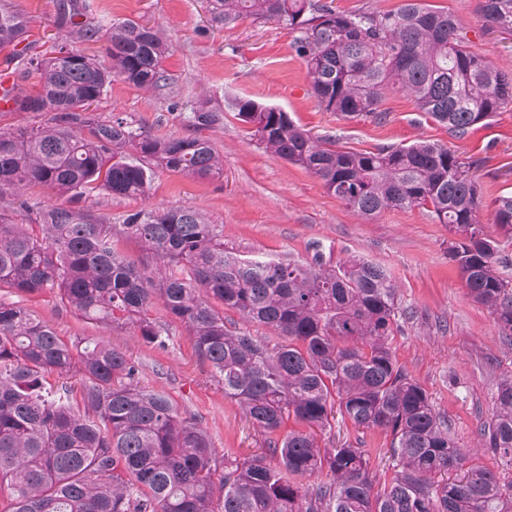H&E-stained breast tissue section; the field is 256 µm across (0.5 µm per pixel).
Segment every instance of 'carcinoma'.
<instances>
[{"mask_svg":"<svg viewBox=\"0 0 512 512\" xmlns=\"http://www.w3.org/2000/svg\"><path fill=\"white\" fill-rule=\"evenodd\" d=\"M206 2L218 25L288 27L319 106L346 120L385 122L383 100L400 92L463 139L512 106V71L468 51L459 18L424 0L354 13L333 0ZM478 11L486 26L512 35V0H479ZM77 14V0H60L57 24ZM79 36L104 42L107 61L65 40L25 56L16 47L27 22L0 3V51L10 49L38 86L18 89L13 111L51 114L45 125L0 131V192L42 186L73 203L35 202L29 224L0 212V288L55 290L86 319L131 325L158 346L165 330L149 311L160 302L187 329L224 397L273 439L266 454L226 453L218 462L207 432L139 386L122 351L92 338L68 343L29 309L0 300V512H512V481L455 445L427 391L398 366L388 345L396 288L381 267L239 258L224 251L223 225L194 207L145 208L112 224L77 206L96 189L145 198L159 171L224 175L203 135L219 121L207 101L185 116L187 136L156 137L123 117L86 114L114 77L148 93L168 86L171 46L162 32L124 20L88 25ZM77 54L80 63L71 60ZM233 107L268 153L318 177L359 215L419 207L448 225L460 237L448 254L470 297L512 335V282L498 272L512 245V196L496 202L498 235L486 234L478 182L457 151L419 141L356 152L311 135L277 107L251 99ZM121 239L141 254L118 251ZM226 309L282 342L229 329ZM337 413L390 437L389 482L374 486L362 444L318 446L315 431ZM291 417L305 430L275 437ZM482 440L512 467V380L501 383ZM323 472L329 481L309 483Z\"/></svg>","mask_w":512,"mask_h":512,"instance_id":"1","label":"carcinoma"}]
</instances>
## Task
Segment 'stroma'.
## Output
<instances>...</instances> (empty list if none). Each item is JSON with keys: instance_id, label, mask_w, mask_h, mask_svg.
<instances>
[{"instance_id": "1", "label": "stroma", "mask_w": 512, "mask_h": 512, "mask_svg": "<svg viewBox=\"0 0 512 512\" xmlns=\"http://www.w3.org/2000/svg\"><path fill=\"white\" fill-rule=\"evenodd\" d=\"M72 25L57 28V0H10L28 21L31 53L49 49L63 38L87 54L103 56L104 45L80 39L77 30L90 22L131 19L161 29L173 48L165 62L168 87L159 93L114 79L93 106L99 120L119 115L153 135H187L182 118L194 102L210 100L221 120L207 135L224 158L218 180L157 172L148 198L86 194L81 205L112 221L146 207L192 206L224 227V248L265 261L313 263L322 257L337 266L362 259L382 267L397 288L399 314L388 343L397 363L423 387L436 411L448 422L458 447L476 453L484 466L506 480V466L481 441L499 385L512 378V335L503 334L490 311L473 301L456 264L448 255L454 239L447 225L419 208L394 209L362 217L329 194L304 169L267 153L249 134L231 106L252 99L288 112L301 129L330 135L340 146L373 151L438 141L457 150L472 165L482 196V221L492 224L495 202L512 194V108L498 112L464 139L419 112L413 101L388 93L382 107L386 122L344 120L321 109L306 79L305 63L286 28L242 20L222 28L212 24L204 0H83ZM456 14L467 32L469 51L504 70L512 69V36L487 30L478 0H428ZM0 299L16 302L74 341L93 338L119 348L138 369V382L164 393L181 417L198 422L217 450L231 449L247 458L265 452L268 437L225 398L223 384L212 375L183 325L168 323L164 346L145 343L137 330L110 327L84 319L62 304L55 293L17 294L0 288ZM320 447L362 442L376 449L372 458L377 482L394 474L379 451L389 438L352 422L333 420L317 433Z\"/></svg>"}]
</instances>
